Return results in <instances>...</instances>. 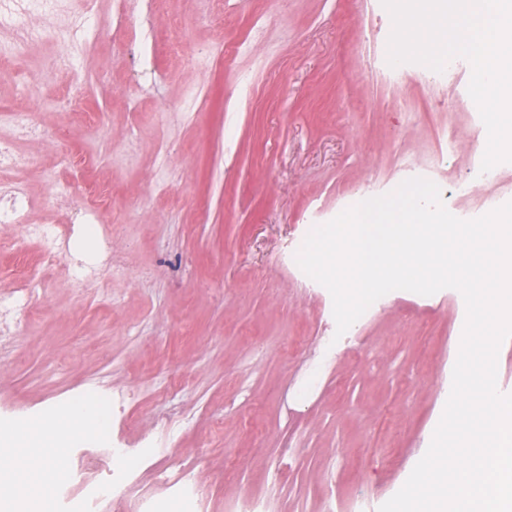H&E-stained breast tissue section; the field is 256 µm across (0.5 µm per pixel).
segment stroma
<instances>
[{
  "label": "stroma",
  "instance_id": "35a3bbf8",
  "mask_svg": "<svg viewBox=\"0 0 512 512\" xmlns=\"http://www.w3.org/2000/svg\"><path fill=\"white\" fill-rule=\"evenodd\" d=\"M28 22L55 38L18 74L0 70V109L22 102L45 126L70 122L73 147L131 221L100 217L125 258L108 280L75 281L66 257L55 268L34 331L0 369V446L24 417L53 435L51 409L94 386L126 394L124 406L86 447L50 454L79 469L104 455L99 433L134 451L152 444L134 462L132 500L166 498L157 472L181 465L208 498L167 512H235L245 497L269 512L379 508L431 443L465 302L450 288L396 290L340 336L330 292L291 244L414 177L437 184L461 219L512 201V162L493 180L475 176L487 131L470 63L451 60L441 81L420 64L390 66L381 0H56ZM60 35L82 59L73 87L42 68ZM68 94L103 132L45 103ZM448 133L451 155L440 147ZM17 149L37 161L21 176L44 201L30 223H70L81 171L59 166L45 141ZM462 181L468 191L454 194Z\"/></svg>",
  "mask_w": 512,
  "mask_h": 512
}]
</instances>
